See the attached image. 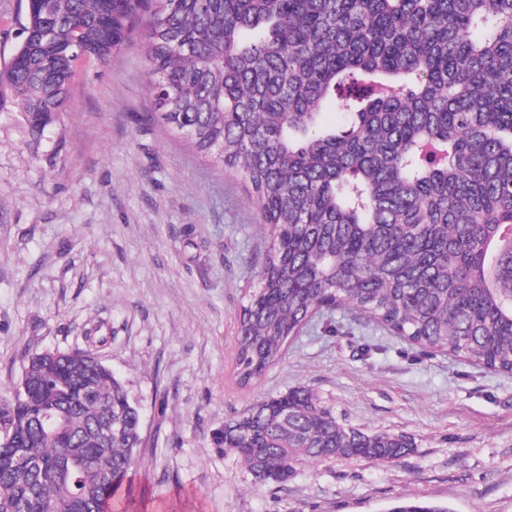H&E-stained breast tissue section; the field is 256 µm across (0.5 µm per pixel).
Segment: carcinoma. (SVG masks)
Listing matches in <instances>:
<instances>
[{
    "label": "carcinoma",
    "instance_id": "carcinoma-1",
    "mask_svg": "<svg viewBox=\"0 0 512 512\" xmlns=\"http://www.w3.org/2000/svg\"><path fill=\"white\" fill-rule=\"evenodd\" d=\"M138 28L161 119L244 180L268 231L235 336L239 385L340 307L512 374V0H26L0 108L40 142L79 63L109 61ZM85 340L29 354L0 396V512L125 508L140 414ZM215 441L276 483L306 459L382 463L415 446L343 426L304 387Z\"/></svg>",
    "mask_w": 512,
    "mask_h": 512
}]
</instances>
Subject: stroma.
Listing matches in <instances>:
<instances>
[{
  "label": "stroma",
  "instance_id": "1",
  "mask_svg": "<svg viewBox=\"0 0 512 512\" xmlns=\"http://www.w3.org/2000/svg\"><path fill=\"white\" fill-rule=\"evenodd\" d=\"M25 0H0V67ZM142 33L86 61L61 120L33 145L0 110V393L23 356L84 346L141 416L132 512H512V374L427 354L342 308L317 315L285 359L240 387L235 336L266 232L242 180L161 120ZM302 386L339 422L405 434L408 456L297 465L255 480L214 436L261 398Z\"/></svg>",
  "mask_w": 512,
  "mask_h": 512
}]
</instances>
